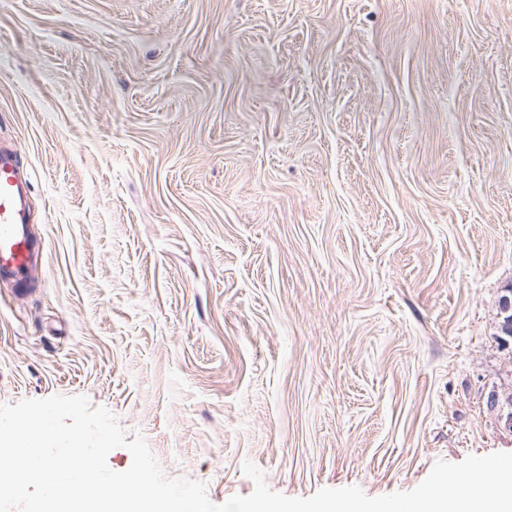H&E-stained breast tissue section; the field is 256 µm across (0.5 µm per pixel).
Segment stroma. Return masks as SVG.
Instances as JSON below:
<instances>
[{
  "instance_id": "obj_1",
  "label": "stroma",
  "mask_w": 512,
  "mask_h": 512,
  "mask_svg": "<svg viewBox=\"0 0 512 512\" xmlns=\"http://www.w3.org/2000/svg\"><path fill=\"white\" fill-rule=\"evenodd\" d=\"M0 144V404L87 396L216 504L512 452V0H0ZM31 192L17 149L0 146V280L13 284L16 294L31 288L41 252L32 232L27 205Z\"/></svg>"
}]
</instances>
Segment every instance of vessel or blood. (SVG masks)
Returning <instances> with one entry per match:
<instances>
[{"label": "vessel or blood", "instance_id": "obj_1", "mask_svg": "<svg viewBox=\"0 0 512 512\" xmlns=\"http://www.w3.org/2000/svg\"><path fill=\"white\" fill-rule=\"evenodd\" d=\"M31 191L17 150L0 146V280L12 283L16 294L31 287L41 244L32 232L27 205Z\"/></svg>", "mask_w": 512, "mask_h": 512}]
</instances>
